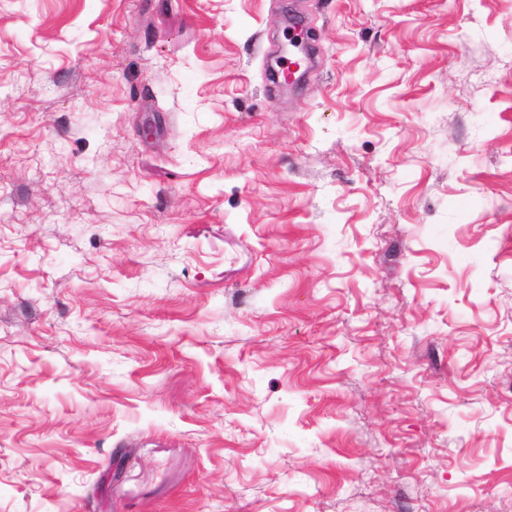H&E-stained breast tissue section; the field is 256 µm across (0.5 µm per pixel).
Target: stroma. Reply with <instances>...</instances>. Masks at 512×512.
I'll return each instance as SVG.
<instances>
[{"label": "stroma", "mask_w": 512, "mask_h": 512, "mask_svg": "<svg viewBox=\"0 0 512 512\" xmlns=\"http://www.w3.org/2000/svg\"><path fill=\"white\" fill-rule=\"evenodd\" d=\"M0 512H512V0H0ZM299 35L300 31L297 28H289L285 35L288 40V57L283 58L278 71L279 78L282 80L288 78L290 81L302 67L303 59L299 55V48L294 45V41Z\"/></svg>", "instance_id": "35a3bbf8"}]
</instances>
